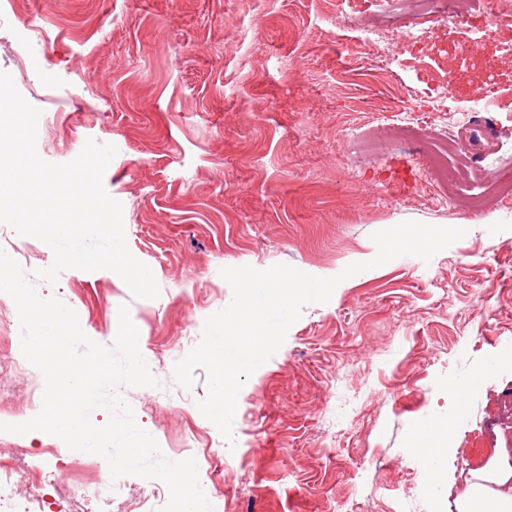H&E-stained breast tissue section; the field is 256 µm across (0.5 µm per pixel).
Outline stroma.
Masks as SVG:
<instances>
[{
	"mask_svg": "<svg viewBox=\"0 0 512 512\" xmlns=\"http://www.w3.org/2000/svg\"><path fill=\"white\" fill-rule=\"evenodd\" d=\"M328 0H0V71L40 109L38 154L67 163L87 140L116 155L103 184L123 208L128 248L159 286L135 298L115 272L34 279L40 297L75 310L84 333L112 345L128 305L158 387L120 386L136 423L178 460L181 439L223 456L227 512H457L472 472L497 444L512 399V208L458 210L430 178L432 131L471 156H512V118L469 100L512 84V65L454 64L471 32L486 54L512 46V20L477 8L467 24L411 17L399 0H350L336 30ZM423 29L379 66L364 30ZM450 83L444 112L418 106L428 78ZM405 221L465 229L430 261L401 256L342 279L306 304L278 351L241 388L233 442L199 410L208 373L181 387L174 366L232 289L220 271L287 264L324 278L377 254L375 232ZM24 272L54 261L44 242L0 233ZM42 373L25 361L14 301L0 293V411L41 405ZM454 417L439 495L427 494L425 422ZM56 448L67 485L45 512H83L69 487L97 486L102 456L53 435L0 444V476Z\"/></svg>",
	"mask_w": 512,
	"mask_h": 512,
	"instance_id": "35a3bbf8",
	"label": "stroma"
}]
</instances>
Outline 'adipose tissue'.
<instances>
[{
  "label": "adipose tissue",
  "instance_id": "obj_1",
  "mask_svg": "<svg viewBox=\"0 0 512 512\" xmlns=\"http://www.w3.org/2000/svg\"><path fill=\"white\" fill-rule=\"evenodd\" d=\"M459 512H512V453L500 450L490 470L477 471L460 496Z\"/></svg>",
  "mask_w": 512,
  "mask_h": 512
}]
</instances>
